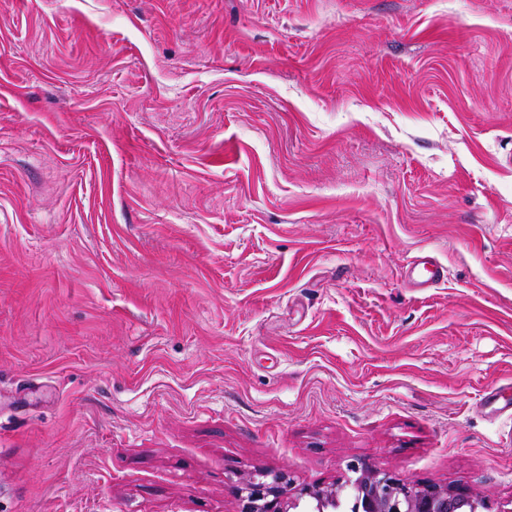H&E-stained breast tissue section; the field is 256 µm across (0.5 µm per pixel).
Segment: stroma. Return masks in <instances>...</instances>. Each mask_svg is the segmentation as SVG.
Instances as JSON below:
<instances>
[{"instance_id":"35a3bbf8","label":"stroma","mask_w":512,"mask_h":512,"mask_svg":"<svg viewBox=\"0 0 512 512\" xmlns=\"http://www.w3.org/2000/svg\"><path fill=\"white\" fill-rule=\"evenodd\" d=\"M353 463L512 512V0H0V512ZM446 275L445 268L431 256L420 257L410 265L413 288H433L444 281Z\"/></svg>"}]
</instances>
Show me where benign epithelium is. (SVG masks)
Returning a JSON list of instances; mask_svg holds the SVG:
<instances>
[{"instance_id":"7a95c632","label":"benign epithelium","mask_w":512,"mask_h":512,"mask_svg":"<svg viewBox=\"0 0 512 512\" xmlns=\"http://www.w3.org/2000/svg\"><path fill=\"white\" fill-rule=\"evenodd\" d=\"M353 476L342 484L304 486L292 491L287 472L258 470L242 481L238 512H336L346 498L356 494L362 512H460L466 503L493 508L490 499L465 487L421 484L382 468L352 464Z\"/></svg>"}]
</instances>
